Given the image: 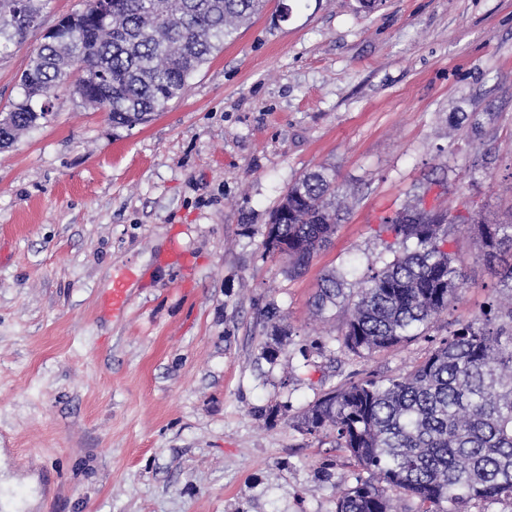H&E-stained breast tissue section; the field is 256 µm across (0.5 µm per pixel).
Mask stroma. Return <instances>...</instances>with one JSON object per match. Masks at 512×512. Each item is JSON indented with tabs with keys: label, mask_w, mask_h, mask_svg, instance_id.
I'll return each instance as SVG.
<instances>
[{
	"label": "stroma",
	"mask_w": 512,
	"mask_h": 512,
	"mask_svg": "<svg viewBox=\"0 0 512 512\" xmlns=\"http://www.w3.org/2000/svg\"><path fill=\"white\" fill-rule=\"evenodd\" d=\"M84 4L47 0L0 55V112L45 29ZM46 106L0 153V499L337 512L358 468L289 418L366 373H404L503 294L464 224L471 286L430 337L359 358L340 350L341 310L315 315L312 299L324 272L358 283L390 260L380 217L432 179L429 207L512 221V0H267L147 123L112 127L62 87ZM319 166L350 211L291 278L262 231Z\"/></svg>",
	"instance_id": "stroma-1"
}]
</instances>
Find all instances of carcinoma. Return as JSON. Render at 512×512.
Returning <instances> with one entry per match:
<instances>
[{
  "instance_id": "obj_1",
  "label": "carcinoma",
  "mask_w": 512,
  "mask_h": 512,
  "mask_svg": "<svg viewBox=\"0 0 512 512\" xmlns=\"http://www.w3.org/2000/svg\"><path fill=\"white\" fill-rule=\"evenodd\" d=\"M265 0H86L30 57L20 99L0 113V152L45 117L39 100L60 85L114 127L150 120L180 98L191 77ZM38 0H0V54L38 25ZM431 187L380 218L393 260L368 266L359 288L323 274L314 312L341 307V350L364 358L429 334L468 287L453 249L458 225H474L478 258L508 289L482 318L458 324L427 356L394 377L368 375L308 404L294 427L331 434L367 478L339 487L337 512H493L512 502V222L487 224L433 210ZM346 210L336 174L319 166L292 182L263 230L265 252L301 276L332 241Z\"/></svg>"
}]
</instances>
